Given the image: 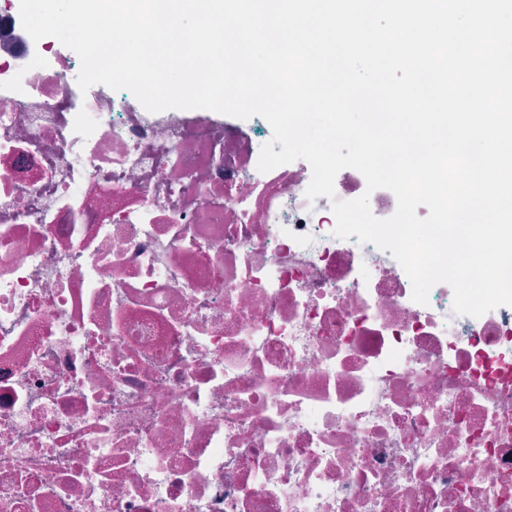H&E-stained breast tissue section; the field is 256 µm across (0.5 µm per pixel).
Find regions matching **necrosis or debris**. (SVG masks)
Masks as SVG:
<instances>
[{
	"label": "necrosis or debris",
	"mask_w": 512,
	"mask_h": 512,
	"mask_svg": "<svg viewBox=\"0 0 512 512\" xmlns=\"http://www.w3.org/2000/svg\"><path fill=\"white\" fill-rule=\"evenodd\" d=\"M79 71L0 5V512H512V306Z\"/></svg>",
	"instance_id": "obj_1"
}]
</instances>
